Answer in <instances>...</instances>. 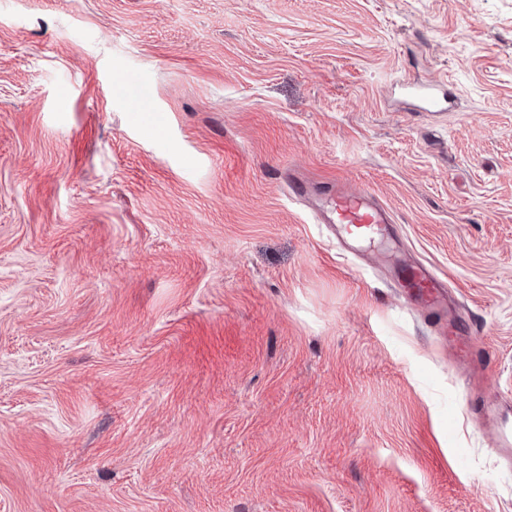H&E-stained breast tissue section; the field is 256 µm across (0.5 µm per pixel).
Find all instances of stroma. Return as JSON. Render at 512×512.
Wrapping results in <instances>:
<instances>
[{
  "label": "stroma",
  "instance_id": "1",
  "mask_svg": "<svg viewBox=\"0 0 512 512\" xmlns=\"http://www.w3.org/2000/svg\"><path fill=\"white\" fill-rule=\"evenodd\" d=\"M292 174L390 209L485 370ZM478 398L512 401V0H0V512H512ZM467 325L460 317L448 322V340L455 346V357L458 363L471 364L474 367L482 366V358L467 342Z\"/></svg>",
  "mask_w": 512,
  "mask_h": 512
}]
</instances>
